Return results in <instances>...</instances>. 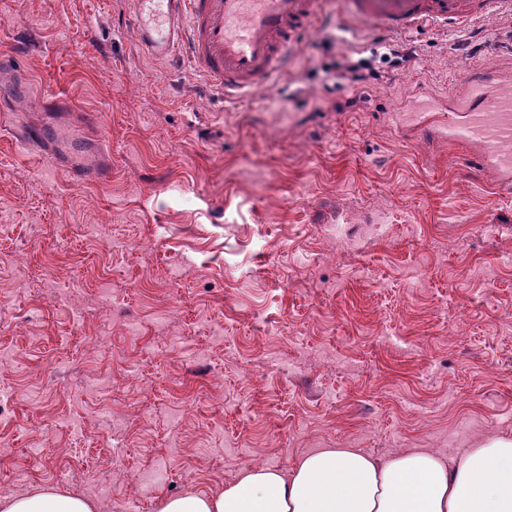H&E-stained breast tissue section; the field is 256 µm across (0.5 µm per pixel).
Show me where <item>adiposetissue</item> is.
I'll return each mask as SVG.
<instances>
[{"label": "adipose tissue", "instance_id": "1", "mask_svg": "<svg viewBox=\"0 0 512 512\" xmlns=\"http://www.w3.org/2000/svg\"><path fill=\"white\" fill-rule=\"evenodd\" d=\"M0 512H97L89 498L47 487L0 495ZM158 512H512V439L488 437L444 457L413 448L376 458L320 448L288 469L242 468L214 492L163 498Z\"/></svg>", "mask_w": 512, "mask_h": 512}]
</instances>
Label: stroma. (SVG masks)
<instances>
[{
	"label": "stroma",
	"mask_w": 512,
	"mask_h": 512,
	"mask_svg": "<svg viewBox=\"0 0 512 512\" xmlns=\"http://www.w3.org/2000/svg\"><path fill=\"white\" fill-rule=\"evenodd\" d=\"M133 0H0V494L123 496L157 460L162 496L318 448L454 455L512 438V185L439 134L483 64L512 68V19L384 33L339 0L287 74L247 99L184 56L149 60ZM411 51L397 68L378 50ZM366 59L360 91L340 74ZM75 182L12 135L54 101ZM336 224L388 225L349 249ZM45 449L39 462L26 450Z\"/></svg>",
	"instance_id": "stroma-1"
}]
</instances>
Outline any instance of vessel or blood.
Listing matches in <instances>:
<instances>
[{"instance_id":"obj_1","label":"vessel or blood","mask_w":512,"mask_h":512,"mask_svg":"<svg viewBox=\"0 0 512 512\" xmlns=\"http://www.w3.org/2000/svg\"><path fill=\"white\" fill-rule=\"evenodd\" d=\"M131 32L154 59L185 51L194 68L225 96L268 86L288 67V53L321 16V0H135ZM360 24L410 32L454 28L471 20L512 18V0H345ZM512 70L480 66L448 100V137L482 159L503 179L512 161L500 152L512 141V97L502 84Z\"/></svg>"}]
</instances>
